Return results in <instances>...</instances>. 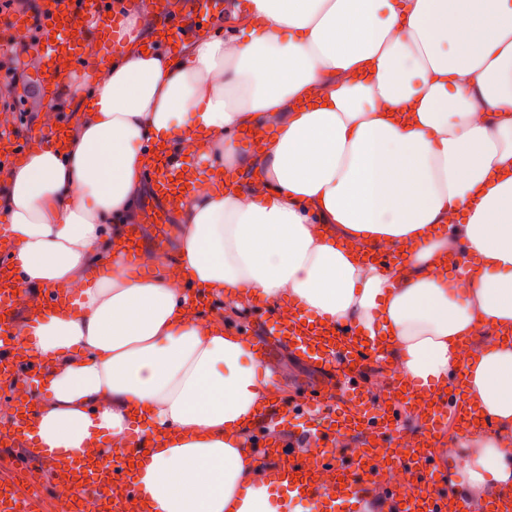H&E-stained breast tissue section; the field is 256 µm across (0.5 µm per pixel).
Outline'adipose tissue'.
Listing matches in <instances>:
<instances>
[{"label":"adipose tissue","mask_w":512,"mask_h":512,"mask_svg":"<svg viewBox=\"0 0 512 512\" xmlns=\"http://www.w3.org/2000/svg\"><path fill=\"white\" fill-rule=\"evenodd\" d=\"M120 5L127 47L107 58L84 41L105 75L71 86L74 124L0 173L29 286L71 298L21 330L50 362L31 440L108 459L154 437L134 472L151 512H302L246 440L272 372L189 303L194 286L381 336L426 387L464 366L465 395L498 430L469 437L457 480L475 498L512 489V0H249L233 34L176 52L143 49V0ZM257 126L272 136L240 153ZM159 144L218 166L179 210L169 258L133 278L118 257ZM358 243L408 253L393 270L361 263ZM100 256L112 275L94 282ZM479 326L499 339L461 361Z\"/></svg>","instance_id":"obj_1"}]
</instances>
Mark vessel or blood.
<instances>
[{
	"label": "vessel or blood",
	"instance_id": "1",
	"mask_svg": "<svg viewBox=\"0 0 512 512\" xmlns=\"http://www.w3.org/2000/svg\"><path fill=\"white\" fill-rule=\"evenodd\" d=\"M158 19L166 39L178 43L197 30L213 25L224 14L225 0H146ZM42 19L38 40L43 48V65L36 73L39 82L53 86L82 68L78 25L89 18L102 20L113 36H120L122 19L110 13L109 0H42ZM156 197L165 212L187 205L200 181L196 167L182 159L156 150L145 170ZM0 267L11 273L0 283V380L32 372L47 371V362L31 354L14 329L17 293L26 282L22 269L8 252H0ZM273 329L281 341L320 368H340L341 383L327 381L322 396H309L294 407L302 414L322 408L342 397L334 417L328 418L324 432L314 435L316 452L295 453L283 449L278 427L287 413L278 399H270L253 419L249 429L257 436L261 453L274 460L269 476L289 499L312 504L315 512H349L370 490H381L395 512H472L469 503L448 486V478L431 449L436 434L444 427L445 415H453L459 427L471 430L486 426L487 421L467 399H450L445 391L418 386L394 377L385 393L368 398L360 387V377L372 358L379 353V338L359 337L342 324L310 325L306 317L291 309L277 313ZM34 407L23 402L10 437L0 440L4 448L19 449L20 462L39 461L49 466L63 481L101 489L105 512H149L139 497L132 478V466L144 458L153 443L146 438L130 442L118 461H104L99 449H88L75 456L64 448H39L27 437ZM420 419L422 430L409 435L404 414ZM358 435L362 445L348 459L336 458L332 446ZM405 474L410 485L402 490L393 483L392 471ZM36 503L19 480L0 483V512H35Z\"/></svg>",
	"mask_w": 512,
	"mask_h": 512
}]
</instances>
